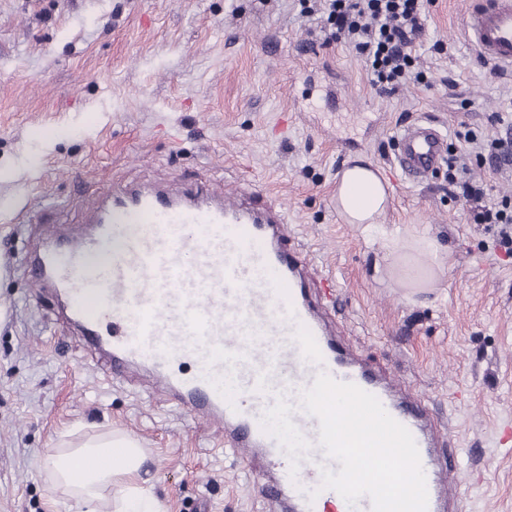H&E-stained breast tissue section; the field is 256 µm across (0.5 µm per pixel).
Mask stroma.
<instances>
[{
    "mask_svg": "<svg viewBox=\"0 0 512 512\" xmlns=\"http://www.w3.org/2000/svg\"><path fill=\"white\" fill-rule=\"evenodd\" d=\"M425 7L427 83L380 93L295 0H0V512H86L48 458L116 433L144 448L166 512H273L216 425L148 377H106L27 265L103 191L201 178L282 201L358 354L451 422L464 512H512V252L447 167L415 184L392 163L399 130L429 122L488 200L512 196V165L490 170L453 136L505 132L512 72L491 75L460 33L465 0ZM358 158L389 193L371 230L336 211L340 166ZM423 231L437 257L421 256Z\"/></svg>",
    "mask_w": 512,
    "mask_h": 512,
    "instance_id": "obj_1",
    "label": "stroma"
}]
</instances>
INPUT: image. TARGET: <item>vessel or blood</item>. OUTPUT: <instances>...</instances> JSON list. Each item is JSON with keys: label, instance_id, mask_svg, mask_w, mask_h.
<instances>
[{"label": "vessel or blood", "instance_id": "vessel-or-blood-1", "mask_svg": "<svg viewBox=\"0 0 512 512\" xmlns=\"http://www.w3.org/2000/svg\"><path fill=\"white\" fill-rule=\"evenodd\" d=\"M460 26L482 61L512 69V0H467ZM397 143L394 164L416 183L448 154L427 123ZM289 238L283 204L256 193L126 185L105 193L90 228L34 256L30 272L57 285L113 377L144 371L176 405L220 424L277 512H326L337 496L322 472L341 465L302 405L321 374L373 394L410 431L427 512H462L447 425L337 333L311 290V261Z\"/></svg>", "mask_w": 512, "mask_h": 512}]
</instances>
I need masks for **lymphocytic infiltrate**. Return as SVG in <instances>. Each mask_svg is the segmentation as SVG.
Returning a JSON list of instances; mask_svg holds the SVG:
<instances>
[{"instance_id":"f902f5d3","label":"lymphocytic infiltrate","mask_w":512,"mask_h":512,"mask_svg":"<svg viewBox=\"0 0 512 512\" xmlns=\"http://www.w3.org/2000/svg\"><path fill=\"white\" fill-rule=\"evenodd\" d=\"M301 13L321 16L327 41L345 40L365 61L374 88L391 92L416 77L413 47L424 33L423 0H299ZM448 184L470 202L473 220L497 225L500 246L512 252V198L489 204L481 185L448 166Z\"/></svg>"}]
</instances>
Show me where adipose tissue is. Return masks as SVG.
Segmentation results:
<instances>
[{
    "label": "adipose tissue",
    "instance_id": "ef3b65f1",
    "mask_svg": "<svg viewBox=\"0 0 512 512\" xmlns=\"http://www.w3.org/2000/svg\"><path fill=\"white\" fill-rule=\"evenodd\" d=\"M387 203V185L371 164L358 161L344 170L336 188V209L347 223L375 224ZM145 459L135 440L120 435L57 454L51 465L56 480L84 505L96 504L101 488L111 486L113 512H161L151 489L125 483Z\"/></svg>",
    "mask_w": 512,
    "mask_h": 512
}]
</instances>
